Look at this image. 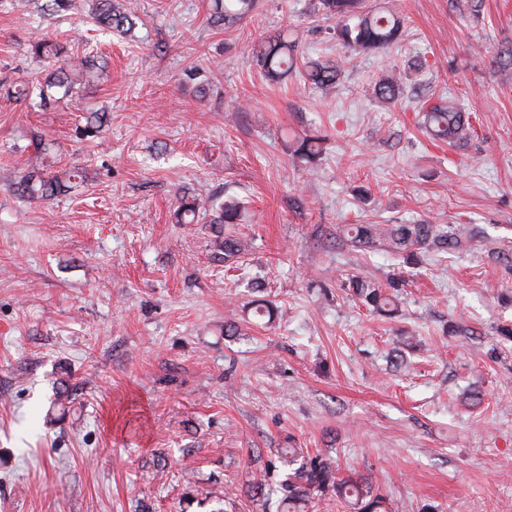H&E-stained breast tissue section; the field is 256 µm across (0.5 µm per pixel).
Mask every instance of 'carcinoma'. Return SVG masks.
I'll list each match as a JSON object with an SVG mask.
<instances>
[{
    "mask_svg": "<svg viewBox=\"0 0 512 512\" xmlns=\"http://www.w3.org/2000/svg\"><path fill=\"white\" fill-rule=\"evenodd\" d=\"M55 12L83 9L86 16L102 29H131L137 6L134 0H48ZM257 5V0H213L209 23L218 29H230L238 24ZM317 12L324 19L335 22L336 41L345 49V56L331 59H310L300 62L298 39L278 31L261 39L253 47L254 56L265 80L277 83L296 70H301L305 82L330 91L335 89L346 73L353 56L368 55L393 46L399 39L405 18L387 7L373 11L365 0H318ZM30 51L36 58L49 59L61 54L62 48L42 37L30 41ZM92 67L81 59L70 67H59L40 86L39 95L45 101L63 97L73 90L77 77L90 73ZM401 75L393 70L382 74L373 85L374 100L384 106H396L402 102L418 112L422 126L435 142L466 149L476 136L468 113L461 103L444 94L425 92L414 86L405 92ZM326 139L321 135L296 137L288 144V150L304 165H314L325 151ZM27 168L16 182L19 194L31 201L50 200L63 193L68 184L83 178L78 168L53 175L52 153L42 134L29 135ZM244 210L235 199L222 203L207 196L193 195L181 198L177 214L178 222L191 224L199 213L211 216L212 224H235ZM350 241L355 246L370 247L379 244L395 256L409 258L416 252L443 254L460 252L472 246L476 238L474 229L464 224H356L349 229ZM246 242L234 235L224 236V262L232 264L245 251ZM348 286L362 305L378 312L391 314L390 294L381 286L360 277L349 279ZM280 458L292 466L275 484L268 478L253 479L250 492L263 498L265 512H304L312 500L333 493L345 500L353 512H381L384 498L361 480L338 478L332 462L319 456L309 457L300 448H285L278 452Z\"/></svg>",
    "mask_w": 512,
    "mask_h": 512,
    "instance_id": "1",
    "label": "carcinoma"
}]
</instances>
